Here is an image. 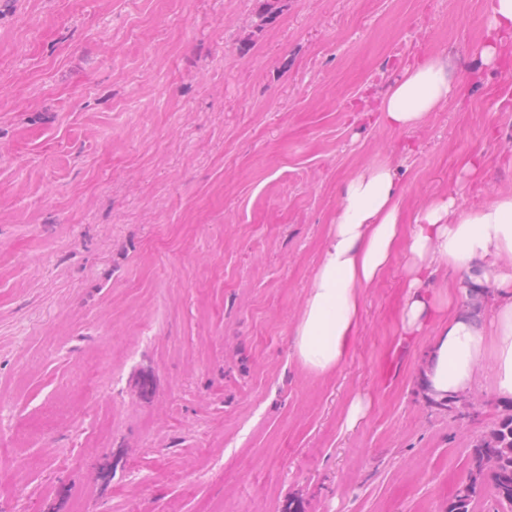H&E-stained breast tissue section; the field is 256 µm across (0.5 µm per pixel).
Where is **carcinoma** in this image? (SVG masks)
<instances>
[{
	"label": "carcinoma",
	"instance_id": "carcinoma-1",
	"mask_svg": "<svg viewBox=\"0 0 512 512\" xmlns=\"http://www.w3.org/2000/svg\"><path fill=\"white\" fill-rule=\"evenodd\" d=\"M474 472L469 482L461 485L448 512H474V493L478 482L489 476L496 497L505 512H512V412L503 415L471 446Z\"/></svg>",
	"mask_w": 512,
	"mask_h": 512
}]
</instances>
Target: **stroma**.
I'll list each match as a JSON object with an SVG mask.
<instances>
[{"label":"stroma","mask_w":512,"mask_h":512,"mask_svg":"<svg viewBox=\"0 0 512 512\" xmlns=\"http://www.w3.org/2000/svg\"><path fill=\"white\" fill-rule=\"evenodd\" d=\"M489 3L0 0V512H448L505 408L424 397L404 252L333 377L292 338L356 170L390 158L408 224L512 189ZM423 53L447 107L362 112Z\"/></svg>","instance_id":"35a3bbf8"}]
</instances>
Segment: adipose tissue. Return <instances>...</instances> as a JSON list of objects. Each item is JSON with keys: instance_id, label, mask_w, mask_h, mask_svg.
<instances>
[{"instance_id": "adipose-tissue-1", "label": "adipose tissue", "mask_w": 512, "mask_h": 512, "mask_svg": "<svg viewBox=\"0 0 512 512\" xmlns=\"http://www.w3.org/2000/svg\"><path fill=\"white\" fill-rule=\"evenodd\" d=\"M510 50L512 0H492L474 53L493 66ZM455 92L447 60L427 55L403 68L376 110L390 127L413 130L448 105ZM402 214L390 159H376L346 181L294 330L298 361L318 378L340 370L358 332L364 289L379 281L401 249L406 256L403 330L412 336L431 324L436 331L419 377L426 395L437 402L468 397L482 375L500 401L512 402V298L484 319L455 306L458 297L490 282L512 288V192L469 207L436 196L408 226ZM439 264L459 273L444 303L428 291Z\"/></svg>"}]
</instances>
